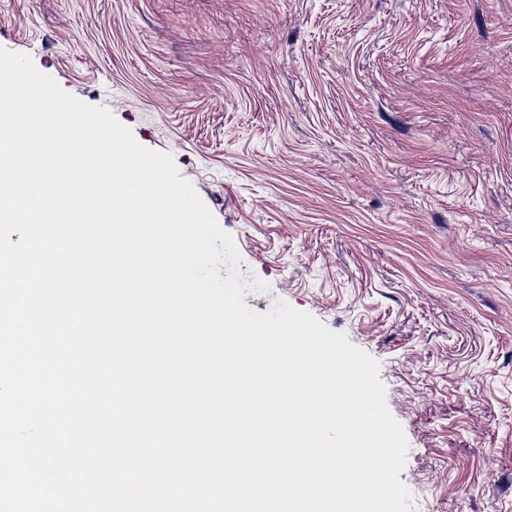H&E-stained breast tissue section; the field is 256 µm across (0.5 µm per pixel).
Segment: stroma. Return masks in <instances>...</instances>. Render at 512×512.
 <instances>
[{"instance_id":"stroma-1","label":"stroma","mask_w":512,"mask_h":512,"mask_svg":"<svg viewBox=\"0 0 512 512\" xmlns=\"http://www.w3.org/2000/svg\"><path fill=\"white\" fill-rule=\"evenodd\" d=\"M0 47L378 362L416 512H512V0H0Z\"/></svg>"}]
</instances>
